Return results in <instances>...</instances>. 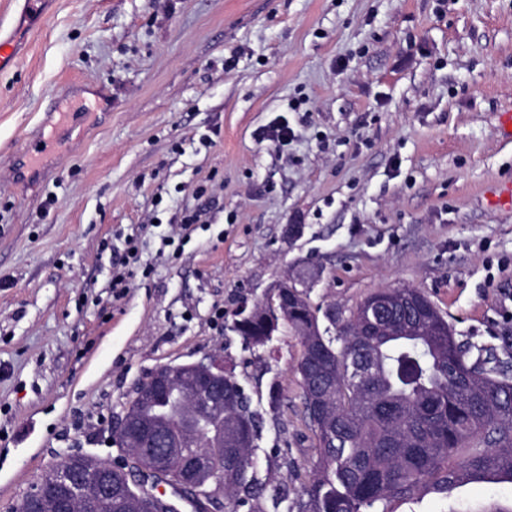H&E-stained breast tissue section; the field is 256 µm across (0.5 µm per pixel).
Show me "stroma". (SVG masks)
<instances>
[{
	"mask_svg": "<svg viewBox=\"0 0 512 512\" xmlns=\"http://www.w3.org/2000/svg\"><path fill=\"white\" fill-rule=\"evenodd\" d=\"M511 105L512 0H50L0 71V512L66 455L123 464L136 385L214 355L256 414L257 480L298 505L301 344L233 329L291 276L321 327L410 287L512 358ZM281 120L289 141L265 139ZM30 136L56 142L35 170L13 158ZM131 236L151 272L116 299ZM510 505L512 483L472 481L391 510Z\"/></svg>",
	"mask_w": 512,
	"mask_h": 512,
	"instance_id": "35a3bbf8",
	"label": "stroma"
}]
</instances>
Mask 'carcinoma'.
Returning <instances> with one entry per match:
<instances>
[{"label":"carcinoma","mask_w":512,"mask_h":512,"mask_svg":"<svg viewBox=\"0 0 512 512\" xmlns=\"http://www.w3.org/2000/svg\"><path fill=\"white\" fill-rule=\"evenodd\" d=\"M424 314L414 334L394 331L365 336L360 322L372 316L368 295L348 317L336 312L333 335L301 336L300 374L304 414L317 441L319 460L301 483V512H389L387 503L419 489L450 495L452 476L512 483V375L508 363L472 359L439 309L416 288L408 289ZM302 320L319 326L308 304L288 310L292 331ZM233 330L252 346L266 335L260 322L238 320ZM366 363L357 383L345 379L350 362ZM252 422L235 376L224 381ZM135 419L162 430L166 448H184L188 423L175 400L160 396L137 404ZM206 448L212 475L233 474L224 486L227 512L254 495L255 444L230 455L220 440L222 425ZM128 488L112 480V504L92 503L86 512H125Z\"/></svg>","instance_id":"1"}]
</instances>
